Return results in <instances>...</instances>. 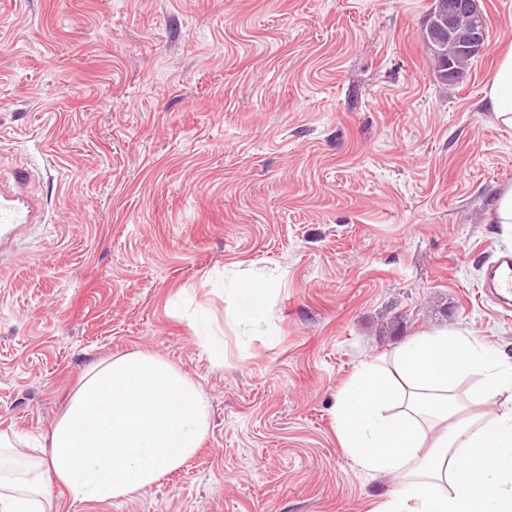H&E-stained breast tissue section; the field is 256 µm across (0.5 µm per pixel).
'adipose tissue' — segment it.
I'll use <instances>...</instances> for the list:
<instances>
[{"mask_svg": "<svg viewBox=\"0 0 512 512\" xmlns=\"http://www.w3.org/2000/svg\"><path fill=\"white\" fill-rule=\"evenodd\" d=\"M487 107L512 129V52L486 91ZM273 279L232 288L234 325L266 315ZM475 378L494 417L463 413L455 386ZM336 432L362 470L399 485L375 512H512V366L466 337L409 339L390 360L363 364L336 397ZM210 428L198 385L170 362L140 351L88 369L46 438L39 472L17 476L0 454V512H52L53 488L79 501L125 499L180 469Z\"/></svg>", "mask_w": 512, "mask_h": 512, "instance_id": "obj_1", "label": "adipose tissue"}]
</instances>
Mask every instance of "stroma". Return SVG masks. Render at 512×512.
I'll list each match as a JSON object with an SVG mask.
<instances>
[{"label":"stroma","instance_id":"1","mask_svg":"<svg viewBox=\"0 0 512 512\" xmlns=\"http://www.w3.org/2000/svg\"><path fill=\"white\" fill-rule=\"evenodd\" d=\"M432 0H0V180L45 221L0 241V433L45 436L92 364L141 351L201 388L211 427L136 496L57 512H374L392 477L336 434L359 365L445 330L512 363L480 291L512 249V129L484 51L439 84ZM272 272L250 332L224 279ZM210 328L201 332L200 317Z\"/></svg>","mask_w":512,"mask_h":512}]
</instances>
